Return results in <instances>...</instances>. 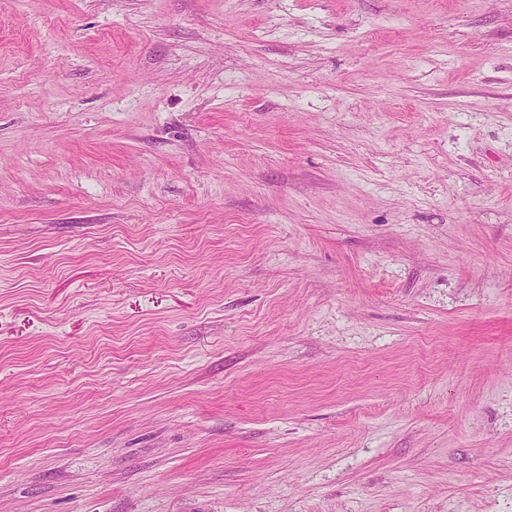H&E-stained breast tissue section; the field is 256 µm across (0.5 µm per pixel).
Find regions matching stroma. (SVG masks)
Instances as JSON below:
<instances>
[{"instance_id": "35a3bbf8", "label": "stroma", "mask_w": 512, "mask_h": 512, "mask_svg": "<svg viewBox=\"0 0 512 512\" xmlns=\"http://www.w3.org/2000/svg\"><path fill=\"white\" fill-rule=\"evenodd\" d=\"M0 512H512V0H0Z\"/></svg>"}]
</instances>
